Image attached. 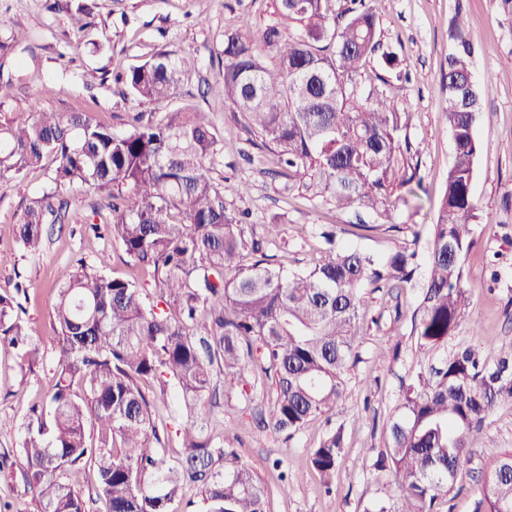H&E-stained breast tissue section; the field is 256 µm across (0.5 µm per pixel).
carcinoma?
Here are the masks:
<instances>
[{
  "instance_id": "obj_1",
  "label": "carcinoma",
  "mask_w": 512,
  "mask_h": 512,
  "mask_svg": "<svg viewBox=\"0 0 512 512\" xmlns=\"http://www.w3.org/2000/svg\"><path fill=\"white\" fill-rule=\"evenodd\" d=\"M369 0H275L280 23L260 40L224 31V101L275 158V174L297 190L355 216L371 231L394 223L395 211L421 186L419 150L408 119L386 93L365 86L363 62L380 54L389 73L400 62L383 49ZM453 50L443 76L444 118L454 156L430 228L427 277L413 316L416 346L439 348L469 305L464 261L475 245L472 181L480 146L478 116L491 84L472 70L473 47L462 18L451 24ZM272 63H267L266 53ZM198 58L160 51L117 76L139 101L173 96ZM223 145L210 121L186 106L164 119L132 117L118 134L88 112H45L31 105L0 122V179L16 178L47 158L51 183L25 205L15 234L31 253L49 228L67 224L64 192H107L109 232L125 262L148 271L152 291L82 261L56 281L57 380L46 402L30 410L18 456L27 491L43 512H90L62 481L96 465L98 495L108 512H179L196 486L207 512H265L260 479L232 448L212 437L202 407L218 404L220 383L236 382L248 408L254 379L273 381L269 419L261 429L290 437L317 416L336 411L355 350L366 335L367 289L403 288L418 267L408 246L382 258L353 249L325 230L314 268L290 270L247 233L246 211L227 206L212 176ZM20 284L0 285V344L25 354L30 336L15 316ZM173 391L181 418V458L170 463L153 420L155 401ZM512 405V355L490 365L466 347L403 391L385 425L376 462L392 470L399 495L364 512H433L437 498L463 478L476 434L496 405ZM343 434L326 435L310 463L331 478ZM473 512H512V453L483 483Z\"/></svg>"
}]
</instances>
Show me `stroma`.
I'll list each match as a JSON object with an SVG mask.
<instances>
[{"label":"stroma","instance_id":"stroma-1","mask_svg":"<svg viewBox=\"0 0 512 512\" xmlns=\"http://www.w3.org/2000/svg\"><path fill=\"white\" fill-rule=\"evenodd\" d=\"M371 7L383 45L409 73L408 80H390L384 90L408 117L409 135L420 152L422 187L416 199L400 205L395 228L383 226L359 236L345 215L284 191L283 178L272 173L271 155L258 147L219 89L225 29L241 26L259 35L277 21L274 0H68L56 10L49 0H0V41L15 31L28 36L0 57V78L14 84L13 98L0 107V122L27 109L31 93L44 85L51 93L40 101L41 109L90 112L117 133L126 132L129 113L146 112L159 120L193 106L205 113L224 142L214 163L215 179L249 187L242 199L226 194V203L249 210L256 232L277 223L292 269L315 264L326 224L336 225L345 244L379 257L404 245L426 257L453 160L443 118L442 73L453 47L448 31L455 16L463 15L474 47L473 73L492 85L476 124L481 151L472 195L478 221L476 244L464 263L470 308L447 343L427 354L419 351L411 330L427 276L422 262L401 297L384 290L372 293L369 307L376 322L362 339L335 412L311 420L289 440L260 429L241 407L227 405L210 413L216 440L236 449L262 481L267 512H363L369 503L395 495V475L376 470L373 463L385 447L383 427L396 413L410 376L469 346H483L492 360L512 353V0H371ZM162 49L197 55V69L182 78L165 102L141 103L123 94L116 74ZM53 168L48 161L23 177L0 181V284L19 282L27 288L18 316L35 348L33 356L25 357L0 346V450L19 447L30 407L54 382L52 288L59 268L77 259L94 266L104 255L108 275L144 288L153 285L149 276L125 264L116 243L94 232V225H105L110 217L100 192L75 194V223L55 225L42 253L23 249L14 224L28 200L48 186ZM337 429L344 433V448L326 484L312 468L309 451ZM511 450L512 406H498L476 436L466 477L437 500L436 512H473L497 458ZM278 459L287 481H280L273 467Z\"/></svg>","mask_w":512,"mask_h":512}]
</instances>
